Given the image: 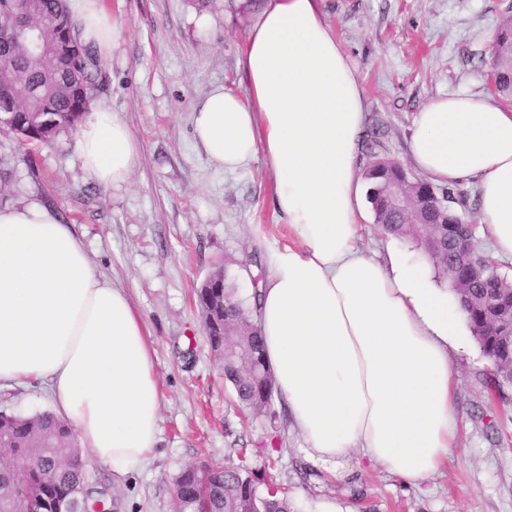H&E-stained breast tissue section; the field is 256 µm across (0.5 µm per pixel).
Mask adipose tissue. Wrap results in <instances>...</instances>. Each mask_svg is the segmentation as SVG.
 Wrapping results in <instances>:
<instances>
[{"label":"adipose tissue","instance_id":"obj_1","mask_svg":"<svg viewBox=\"0 0 512 512\" xmlns=\"http://www.w3.org/2000/svg\"><path fill=\"white\" fill-rule=\"evenodd\" d=\"M82 42L111 53L103 0H66ZM245 96L217 87L190 114L194 145L233 173L263 156L275 208L297 245L259 287L257 325L276 394L311 459L371 466L421 486L457 441L459 380L449 357L465 317L403 251L367 256L358 147L367 101L324 0H268L242 49ZM75 150L100 186L129 180L138 142L96 105ZM409 158L432 184L479 188V223L512 257V110L483 96L431 100L413 119ZM155 345L125 290L101 278L49 207L0 208V386L47 383L89 448L122 474L153 455L161 393Z\"/></svg>","mask_w":512,"mask_h":512}]
</instances>
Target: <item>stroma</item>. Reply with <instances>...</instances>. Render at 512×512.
<instances>
[{
  "mask_svg": "<svg viewBox=\"0 0 512 512\" xmlns=\"http://www.w3.org/2000/svg\"><path fill=\"white\" fill-rule=\"evenodd\" d=\"M267 0H104L119 26L99 57L94 103L122 113L140 149L131 179L104 188L84 171L74 134L48 145L0 132V206L37 203L72 225L96 272L127 289L154 339L162 392L160 434L148 464L125 475L83 450L92 493L112 512H174L181 472L219 458L247 465L276 484L297 512H512V385L496 388L495 367L474 336L453 354L460 431L446 467L415 487L352 454L331 476L286 421L242 410L211 351L194 292L223 270L251 298L276 252L293 245L274 206V181L256 158L227 174L194 147L189 115L215 87L244 93L242 46ZM336 38L369 103L366 131L385 157L407 162L415 114L441 95H489L485 73L512 0H325ZM359 246L382 255L408 238L380 231L372 216ZM45 384L0 389V411L32 417L53 411Z\"/></svg>",
  "mask_w": 512,
  "mask_h": 512,
  "instance_id": "1",
  "label": "stroma"
}]
</instances>
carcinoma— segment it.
<instances>
[{
  "instance_id": "carcinoma-1",
  "label": "carcinoma",
  "mask_w": 512,
  "mask_h": 512,
  "mask_svg": "<svg viewBox=\"0 0 512 512\" xmlns=\"http://www.w3.org/2000/svg\"><path fill=\"white\" fill-rule=\"evenodd\" d=\"M30 4L31 16L47 28L46 37H51L52 24L58 18L77 29L65 8V0H30ZM492 51L498 65V92L504 98L512 97V20L503 22ZM0 66H8L15 76L23 77L7 90L1 86L0 99L9 93L22 100L28 87H38L39 96L27 101L26 105L44 112L50 119L45 137L47 143L52 142L60 131L74 127L90 109L98 70L93 54L78 68L77 78L71 77L72 70L57 56L26 57L20 48L9 44L0 46ZM6 129L25 138L31 131L27 115L23 112L14 114ZM381 149L382 144L375 138L366 143L369 157L365 169L366 199L378 228L394 237L413 239L449 280L454 273L466 271L469 263H482L478 253L470 257L457 251L453 241L448 239L446 224H434L426 232H417L409 224L393 223L392 213L385 202V186L398 179V164L390 160L382 167L374 165L373 160L380 157ZM510 289L512 284L489 266L485 273L473 278L471 287L455 292L458 305L482 351L496 367L497 386L512 382L506 375V367L512 365V297L506 294ZM216 298L215 292L205 288L196 293V305L208 326L210 344L216 349L224 347V330L227 329L246 352V368L242 371L227 368L224 378L232 385L244 408L255 414H266L274 405V383L263 358L262 338L253 321L250 304L226 282L224 321L213 322L209 317L214 312ZM69 434L68 425L52 413L25 418L0 412V447L14 452L24 451L38 435L50 441L49 447L40 449L41 470L24 479H17L7 471L0 473L1 508H6L11 500L25 498L31 504V512H57L60 504L84 495L87 471L60 463L65 453L80 454L78 448L71 446ZM175 491L184 499L185 512H294L284 491L277 488L273 492H262L248 467L229 468L219 460L185 469L176 480Z\"/></svg>"
}]
</instances>
